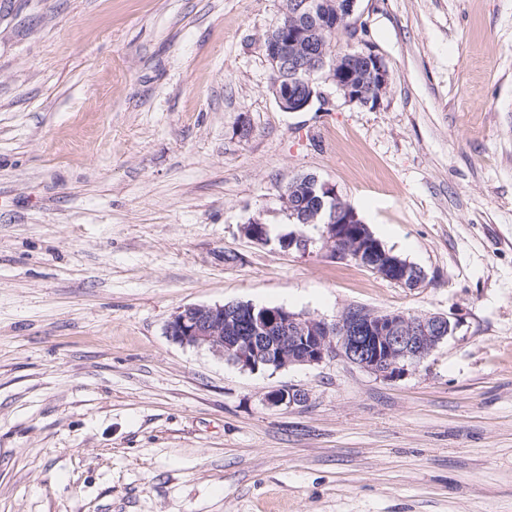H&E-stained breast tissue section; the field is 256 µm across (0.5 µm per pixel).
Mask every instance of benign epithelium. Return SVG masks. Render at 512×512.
Here are the masks:
<instances>
[{
	"instance_id": "7a95c632",
	"label": "benign epithelium",
	"mask_w": 512,
	"mask_h": 512,
	"mask_svg": "<svg viewBox=\"0 0 512 512\" xmlns=\"http://www.w3.org/2000/svg\"><path fill=\"white\" fill-rule=\"evenodd\" d=\"M358 0H284L282 18L267 35L266 58L274 73L285 70L302 74L306 91L286 83L274 89L279 107L302 112L311 104L312 85L319 75L338 88L348 104L367 98L380 104L389 85V70L375 47L359 55L363 76L353 71L341 77L339 64L329 63L319 45L327 33L335 34L349 26ZM293 188L314 198L315 207L307 223L322 225V248L332 256L361 261L364 248L380 250L381 262L375 273L384 278L399 275L402 261L381 250V245L364 235L347 243L346 226L360 224L356 211L339 206L334 185L305 175L293 180ZM259 244L269 242L266 226L252 220L243 229ZM242 310L222 304L189 305L176 311L166 324V334L175 343L206 348L242 370L257 369L263 362L280 369L294 365H319L328 358L341 357L372 374L394 378L407 367L422 363L431 352L459 328L453 315H408L403 312H371L350 308L334 322L287 309L266 310L258 317H246L248 334L228 336V323ZM275 406L290 407L304 401L293 389H276L269 395Z\"/></svg>"
}]
</instances>
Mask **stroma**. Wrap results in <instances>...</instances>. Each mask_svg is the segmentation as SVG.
Instances as JSON below:
<instances>
[{
  "label": "stroma",
  "instance_id": "obj_1",
  "mask_svg": "<svg viewBox=\"0 0 512 512\" xmlns=\"http://www.w3.org/2000/svg\"><path fill=\"white\" fill-rule=\"evenodd\" d=\"M282 5L0 0V512H512V0H359L389 89L305 112L261 49ZM307 174L426 287L317 224L282 250ZM227 302L461 325L389 379L166 335Z\"/></svg>",
  "mask_w": 512,
  "mask_h": 512
}]
</instances>
